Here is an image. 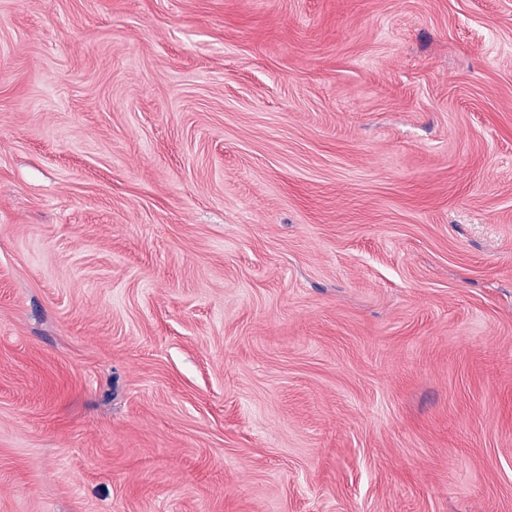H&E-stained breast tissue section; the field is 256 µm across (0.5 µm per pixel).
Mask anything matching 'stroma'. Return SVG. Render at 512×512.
<instances>
[{"mask_svg":"<svg viewBox=\"0 0 512 512\" xmlns=\"http://www.w3.org/2000/svg\"><path fill=\"white\" fill-rule=\"evenodd\" d=\"M0 512H512V0H0Z\"/></svg>","mask_w":512,"mask_h":512,"instance_id":"1","label":"stroma"}]
</instances>
